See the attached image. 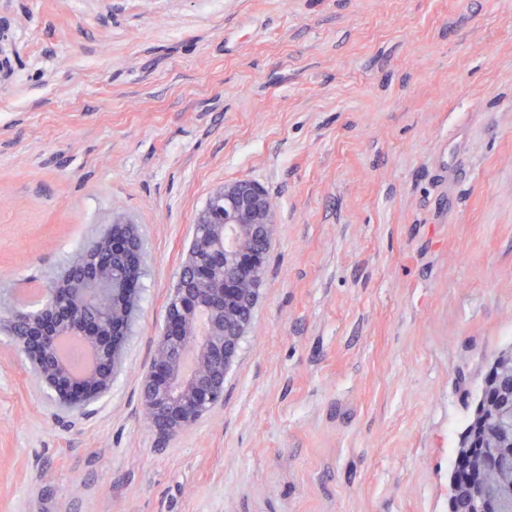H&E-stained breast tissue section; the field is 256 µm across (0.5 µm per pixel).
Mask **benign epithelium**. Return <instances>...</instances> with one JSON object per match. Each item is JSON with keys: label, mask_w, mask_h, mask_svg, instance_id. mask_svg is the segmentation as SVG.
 Returning <instances> with one entry per match:
<instances>
[{"label": "benign epithelium", "mask_w": 512, "mask_h": 512, "mask_svg": "<svg viewBox=\"0 0 512 512\" xmlns=\"http://www.w3.org/2000/svg\"><path fill=\"white\" fill-rule=\"evenodd\" d=\"M210 199L224 202V216L215 220L208 206L198 213L196 223L204 230L193 238L165 309L152 366L141 381L145 419L164 437L190 428L223 402L224 378L259 297L274 224L273 199L249 179L216 188ZM112 223L78 257L86 270L80 287H70L64 277L46 290L37 308L23 305L0 317V331H7L28 360L32 378L57 404L72 409L112 390L125 343L120 330L135 311L131 278L109 274L101 258L112 251L135 263L142 258V242L125 215ZM204 254L214 257L213 264L201 263ZM70 344L88 354L85 367L66 360Z\"/></svg>", "instance_id": "obj_1"}]
</instances>
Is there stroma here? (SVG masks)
<instances>
[{
	"label": "stroma",
	"mask_w": 512,
	"mask_h": 512,
	"mask_svg": "<svg viewBox=\"0 0 512 512\" xmlns=\"http://www.w3.org/2000/svg\"><path fill=\"white\" fill-rule=\"evenodd\" d=\"M0 309L116 213L146 254L111 393L60 414L0 332V512H448L512 347V0H0ZM276 204L224 401L140 382L210 193Z\"/></svg>",
	"instance_id": "35a3bbf8"
}]
</instances>
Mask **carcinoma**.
<instances>
[{
    "label": "carcinoma",
    "instance_id": "carcinoma-1",
    "mask_svg": "<svg viewBox=\"0 0 512 512\" xmlns=\"http://www.w3.org/2000/svg\"><path fill=\"white\" fill-rule=\"evenodd\" d=\"M473 419L462 433L455 462L478 464L489 473L512 467V370L489 367ZM469 482L453 466L449 485V512H474L475 500ZM482 504L488 512H505L512 504V486L496 479L481 487Z\"/></svg>",
    "mask_w": 512,
    "mask_h": 512
}]
</instances>
